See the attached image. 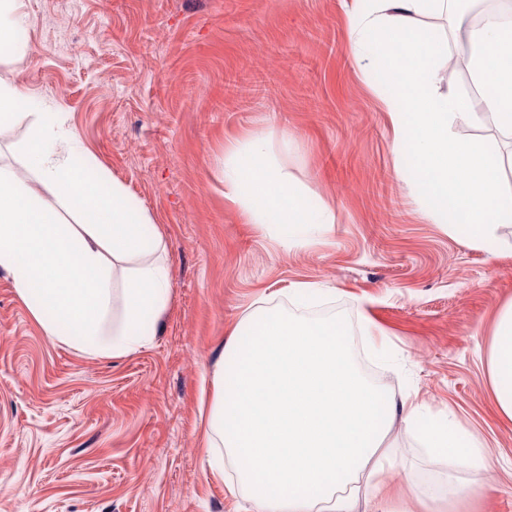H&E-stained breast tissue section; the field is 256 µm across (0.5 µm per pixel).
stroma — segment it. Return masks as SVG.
Listing matches in <instances>:
<instances>
[{
  "label": "stroma",
  "mask_w": 512,
  "mask_h": 512,
  "mask_svg": "<svg viewBox=\"0 0 512 512\" xmlns=\"http://www.w3.org/2000/svg\"><path fill=\"white\" fill-rule=\"evenodd\" d=\"M25 52L0 60L67 137L162 229L169 302L152 342L91 355L51 340L0 269V512H253L203 451L227 331L259 306L309 305L348 328L389 395L452 410L483 441L482 512H512V423L486 355L512 302V223L495 254L450 234L396 170L377 80L353 53L351 0H21ZM272 135L278 161L331 207L336 232L284 248L224 198V147ZM385 332L375 358L358 310ZM390 483L444 472L397 435Z\"/></svg>",
  "instance_id": "35a3bbf8"
}]
</instances>
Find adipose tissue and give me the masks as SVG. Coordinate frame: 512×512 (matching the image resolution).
Listing matches in <instances>:
<instances>
[{
	"instance_id": "ef3b65f1",
	"label": "adipose tissue",
	"mask_w": 512,
	"mask_h": 512,
	"mask_svg": "<svg viewBox=\"0 0 512 512\" xmlns=\"http://www.w3.org/2000/svg\"><path fill=\"white\" fill-rule=\"evenodd\" d=\"M460 0H353L355 56L381 76L398 167L410 173L434 213L462 240L492 247L512 223V191L500 186L504 161L451 133L491 117L512 134V0L470 25ZM446 15L480 102L443 90L439 62L448 42L426 17ZM33 110L20 148L29 179L0 164V268L52 339L121 356L150 343L169 300L165 240L146 211L111 180L82 145L60 147V114L34 104L0 78V126ZM224 196L250 223L277 228L288 248H308L335 229L330 208L314 203L274 158L270 139H244L224 152ZM123 265L115 281V265ZM499 414L512 421V303L500 312L487 356ZM206 460L215 476L232 467L230 492L255 512H408L392 494L394 421L415 431L428 459L480 472L489 456L452 413H432L411 396H385L350 360L336 319L309 320L262 307L231 331L212 374ZM486 487L452 478L418 487L422 512H454Z\"/></svg>"
}]
</instances>
